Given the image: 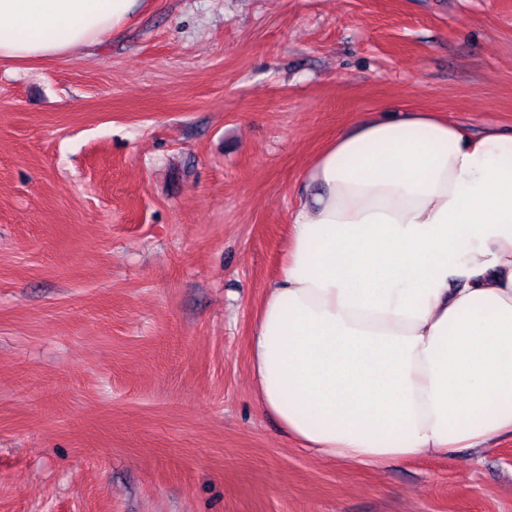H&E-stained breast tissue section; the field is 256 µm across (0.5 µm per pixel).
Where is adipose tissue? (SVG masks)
<instances>
[{
    "label": "adipose tissue",
    "instance_id": "ef3b65f1",
    "mask_svg": "<svg viewBox=\"0 0 512 512\" xmlns=\"http://www.w3.org/2000/svg\"><path fill=\"white\" fill-rule=\"evenodd\" d=\"M140 0H0V63L63 60ZM249 340L298 447L381 467L512 436V133L361 119L319 152Z\"/></svg>",
    "mask_w": 512,
    "mask_h": 512
}]
</instances>
